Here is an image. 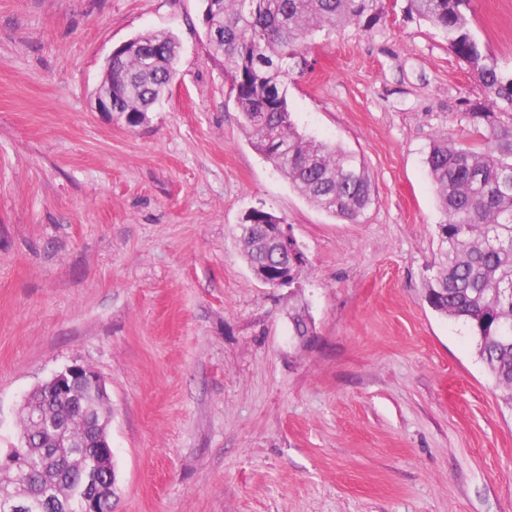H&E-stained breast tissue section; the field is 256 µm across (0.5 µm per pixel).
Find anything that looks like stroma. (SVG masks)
I'll list each match as a JSON object with an SVG mask.
<instances>
[{
  "label": "stroma",
  "instance_id": "35a3bbf8",
  "mask_svg": "<svg viewBox=\"0 0 512 512\" xmlns=\"http://www.w3.org/2000/svg\"><path fill=\"white\" fill-rule=\"evenodd\" d=\"M316 34L288 77L300 130L356 153L374 202L350 223L256 152L201 0H0V448L72 364L104 381L113 512H512V408L461 322L424 299L443 215L425 158L480 86L397 0ZM512 69V0H472ZM173 34L177 75L137 127L99 112L112 51ZM306 256L256 280L250 210ZM306 315L307 336L291 316Z\"/></svg>",
  "mask_w": 512,
  "mask_h": 512
}]
</instances>
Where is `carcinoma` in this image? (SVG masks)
<instances>
[{"instance_id":"obj_1","label":"carcinoma","mask_w":512,"mask_h":512,"mask_svg":"<svg viewBox=\"0 0 512 512\" xmlns=\"http://www.w3.org/2000/svg\"><path fill=\"white\" fill-rule=\"evenodd\" d=\"M381 0H213L207 5L209 43L224 59L230 95L251 145L271 161L315 206L350 223L374 201L365 165L342 147L299 131L288 104V72L307 64L306 43L347 25L372 29ZM471 0H406L405 12L442 33L469 69L484 101L457 115L473 129L480 147L439 137L426 166L444 216L436 225L435 271L426 278L425 299L441 315L471 331L477 356L495 386L512 404V73L470 29ZM179 44L171 35L143 34L129 41L112 64L113 107L149 112L165 94ZM273 215L253 209L238 225L250 271L277 269L281 259L265 240L262 225ZM90 391L75 386L61 399L34 397L19 418L18 444L0 481V504L26 498L25 512H80L72 490L95 486L101 477Z\"/></svg>"}]
</instances>
